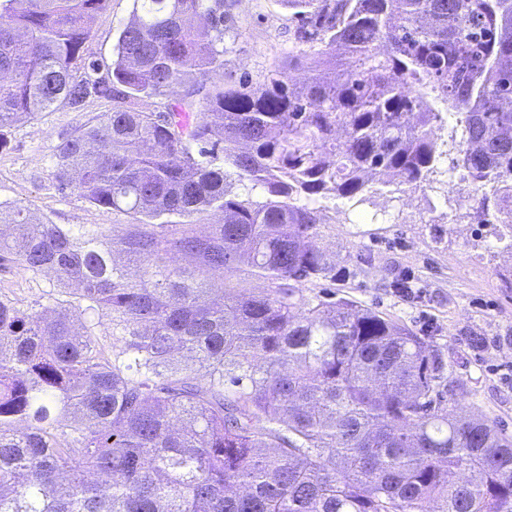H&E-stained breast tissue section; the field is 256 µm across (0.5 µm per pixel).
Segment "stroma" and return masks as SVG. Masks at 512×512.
Segmentation results:
<instances>
[{
    "label": "stroma",
    "instance_id": "1",
    "mask_svg": "<svg viewBox=\"0 0 512 512\" xmlns=\"http://www.w3.org/2000/svg\"><path fill=\"white\" fill-rule=\"evenodd\" d=\"M132 10L133 0H109L91 23L87 55L111 58ZM231 15L223 78L264 81L293 48L291 13L281 0H234ZM111 110V100L93 98L82 111L59 107L12 127L0 144V202L73 227L127 223L122 213L61 193L53 176L55 146ZM324 206L330 222L317 244L331 253L336 277L303 286V295L335 294L429 340L452 370L448 408L480 414L512 435V283L505 280L512 251L499 243V226L468 223L471 202L461 185L427 196L378 193L356 208L334 197ZM405 275L417 285L414 297L393 288ZM53 287L50 275L0 269V294L19 304L44 300Z\"/></svg>",
    "mask_w": 512,
    "mask_h": 512
}]
</instances>
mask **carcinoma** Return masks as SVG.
<instances>
[{"mask_svg":"<svg viewBox=\"0 0 512 512\" xmlns=\"http://www.w3.org/2000/svg\"><path fill=\"white\" fill-rule=\"evenodd\" d=\"M281 2L301 86L216 78L230 0H134L109 63L84 54L108 0H0V143L112 100L54 176L131 219L0 203V266L70 296L0 297V512H512V437L441 404V352L300 290L336 272L321 199L427 190L448 115L474 219L512 227V0Z\"/></svg>","mask_w":512,"mask_h":512,"instance_id":"cac0c4a2","label":"carcinoma"}]
</instances>
